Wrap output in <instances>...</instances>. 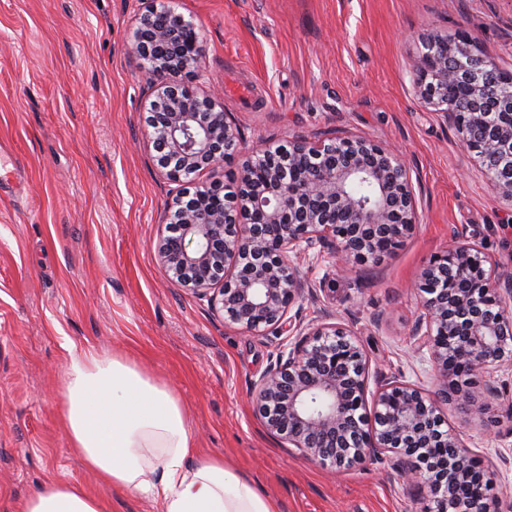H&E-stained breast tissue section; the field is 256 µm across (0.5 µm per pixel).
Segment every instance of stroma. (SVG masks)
<instances>
[{"mask_svg": "<svg viewBox=\"0 0 512 512\" xmlns=\"http://www.w3.org/2000/svg\"><path fill=\"white\" fill-rule=\"evenodd\" d=\"M203 41L201 86L228 77L255 101L225 97L243 154L295 137L357 136L409 166L420 222L394 254L345 271L329 252L301 271L313 291L301 322L350 327L371 367L427 390L414 351L422 312L411 290L450 245L483 248L512 275V201L498 195L441 112L414 87L411 65L433 35L469 32L489 64L512 72V0H166ZM141 0H0V154L20 189L0 183V512L42 485H82L111 512H162L101 482L70 448L60 393L72 355L119 353L164 379L192 417L197 459L222 456L280 512H427L389 459L331 472L260 423L255 381L287 335L250 336L174 284L157 257L172 185L147 125L149 76L128 54ZM481 423L443 414L512 498V373Z\"/></svg>", "mask_w": 512, "mask_h": 512, "instance_id": "35a3bbf8", "label": "stroma"}]
</instances>
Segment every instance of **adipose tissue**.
Listing matches in <instances>:
<instances>
[{
	"mask_svg": "<svg viewBox=\"0 0 512 512\" xmlns=\"http://www.w3.org/2000/svg\"><path fill=\"white\" fill-rule=\"evenodd\" d=\"M70 446L107 484L157 498L164 512H278L220 457L194 461L188 412L166 382L119 354L72 356L62 384ZM22 512H109L82 486L51 482Z\"/></svg>",
	"mask_w": 512,
	"mask_h": 512,
	"instance_id": "adipose-tissue-1",
	"label": "adipose tissue"
}]
</instances>
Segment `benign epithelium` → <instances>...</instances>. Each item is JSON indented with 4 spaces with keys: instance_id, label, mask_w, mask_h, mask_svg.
<instances>
[{
    "instance_id": "7a95c632",
    "label": "benign epithelium",
    "mask_w": 512,
    "mask_h": 512,
    "mask_svg": "<svg viewBox=\"0 0 512 512\" xmlns=\"http://www.w3.org/2000/svg\"><path fill=\"white\" fill-rule=\"evenodd\" d=\"M142 5L128 52L151 77L157 165L169 181L189 183L224 167L239 150L241 132L215 94L184 80L204 53L198 37L188 36L196 33L194 23L164 0ZM412 70L421 98L443 112L481 168L512 156V105L492 121L491 113L456 103L512 86V73L489 74L471 35L428 38ZM360 184L365 198L356 192ZM418 223L411 171L398 153L362 138L298 137L248 157L231 187L201 186L188 204L176 194L158 256L177 285L220 305L224 321L250 335L295 333L252 393L271 434L334 471L390 453L403 482L428 486L437 512H449L461 498L489 512L490 473L443 428L442 414L457 403L484 419L499 373L512 369V310L498 288L501 276L479 248L449 247L414 285L425 315L413 337L429 350L433 392L370 371L352 330L327 322L304 328L290 316L309 289L300 270L309 251L327 248L353 269L393 255ZM449 448L459 467L451 484L420 465L425 457L445 466Z\"/></svg>"
}]
</instances>
